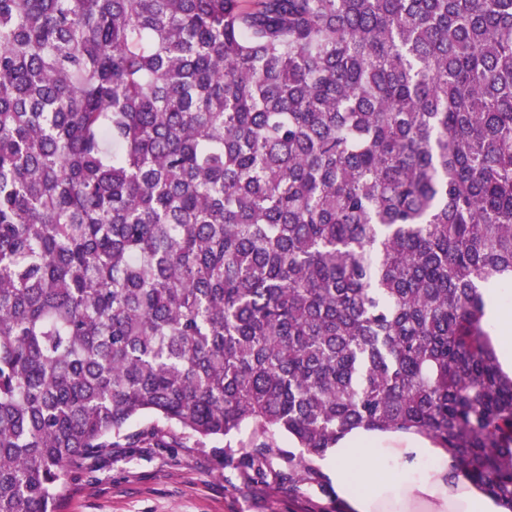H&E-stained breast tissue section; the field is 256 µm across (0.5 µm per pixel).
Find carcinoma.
<instances>
[{"label":"carcinoma","mask_w":512,"mask_h":512,"mask_svg":"<svg viewBox=\"0 0 512 512\" xmlns=\"http://www.w3.org/2000/svg\"><path fill=\"white\" fill-rule=\"evenodd\" d=\"M512 0H0V512L114 448L424 433L512 512ZM512 289V287H511ZM487 288L486 326L502 369L512 375V290Z\"/></svg>","instance_id":"1"}]
</instances>
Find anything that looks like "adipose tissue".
Masks as SVG:
<instances>
[{
  "mask_svg": "<svg viewBox=\"0 0 512 512\" xmlns=\"http://www.w3.org/2000/svg\"><path fill=\"white\" fill-rule=\"evenodd\" d=\"M484 295L497 359L512 375V290ZM317 463L346 512H502L477 486L455 480L446 451L415 433L359 428Z\"/></svg>",
  "mask_w": 512,
  "mask_h": 512,
  "instance_id": "adipose-tissue-1",
  "label": "adipose tissue"
}]
</instances>
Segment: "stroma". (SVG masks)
Masks as SVG:
<instances>
[{
  "instance_id": "stroma-1",
  "label": "stroma",
  "mask_w": 512,
  "mask_h": 512,
  "mask_svg": "<svg viewBox=\"0 0 512 512\" xmlns=\"http://www.w3.org/2000/svg\"><path fill=\"white\" fill-rule=\"evenodd\" d=\"M235 436L177 448H116L92 471L69 469L60 512H343L318 466L280 457L261 467L227 464Z\"/></svg>"
}]
</instances>
